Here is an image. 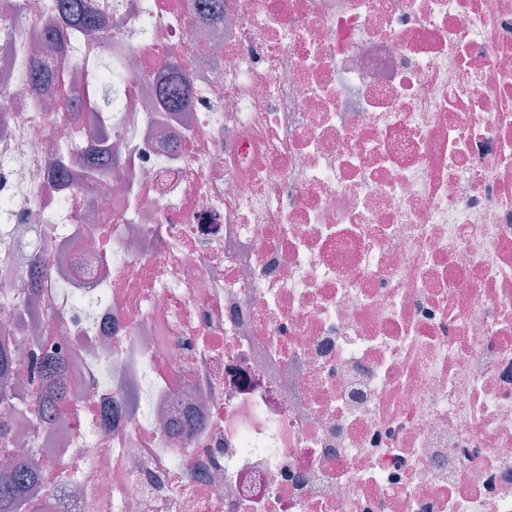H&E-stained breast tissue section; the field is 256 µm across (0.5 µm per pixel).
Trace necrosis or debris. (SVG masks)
Returning a JSON list of instances; mask_svg holds the SVG:
<instances>
[{"mask_svg":"<svg viewBox=\"0 0 512 512\" xmlns=\"http://www.w3.org/2000/svg\"><path fill=\"white\" fill-rule=\"evenodd\" d=\"M89 2L118 162L60 185L64 85L15 72L65 24L0 0L10 383L61 353L73 391L0 412L44 512H512V0ZM173 75L178 78V82L168 86L164 92V97L167 99L171 107L175 109H183L189 103L188 87L183 79V72L178 63H174ZM46 258L43 254L35 252L31 255L26 267V275L29 281L31 294L36 296L40 293L42 278L45 272Z\"/></svg>","mask_w":512,"mask_h":512,"instance_id":"necrosis-or-debris-1","label":"necrosis or debris"}]
</instances>
